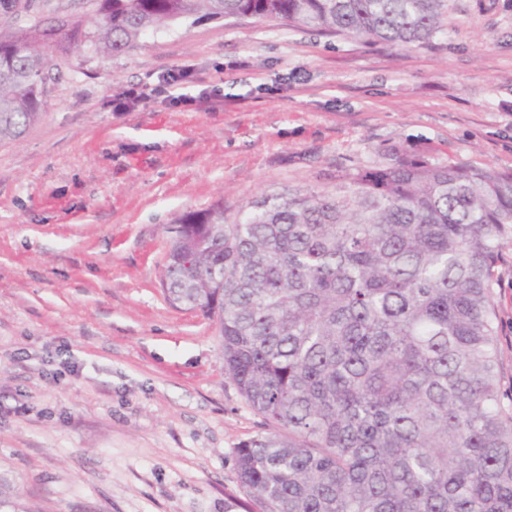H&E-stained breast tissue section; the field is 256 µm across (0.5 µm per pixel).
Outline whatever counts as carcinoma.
Returning a JSON list of instances; mask_svg holds the SVG:
<instances>
[{"mask_svg": "<svg viewBox=\"0 0 512 512\" xmlns=\"http://www.w3.org/2000/svg\"><path fill=\"white\" fill-rule=\"evenodd\" d=\"M55 41L108 57L173 24L281 20L409 47L449 0H99ZM38 23L0 31V141L42 108ZM161 287L218 325L224 374L277 431L235 449L256 512H512V395L495 288L512 173L407 157L331 190L224 202L166 228ZM0 474V512H23Z\"/></svg>", "mask_w": 512, "mask_h": 512, "instance_id": "obj_1", "label": "carcinoma"}]
</instances>
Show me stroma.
Here are the masks:
<instances>
[{
  "mask_svg": "<svg viewBox=\"0 0 512 512\" xmlns=\"http://www.w3.org/2000/svg\"><path fill=\"white\" fill-rule=\"evenodd\" d=\"M96 15L35 0L29 18ZM442 25L406 48L248 19L51 51L38 119L0 141V472L27 512H248L234 450L265 422L215 322L167 301L165 227L399 156L512 173V0H450ZM184 66L183 102L116 111ZM499 273L508 389L512 245Z\"/></svg>",
  "mask_w": 512,
  "mask_h": 512,
  "instance_id": "obj_1",
  "label": "stroma"
}]
</instances>
